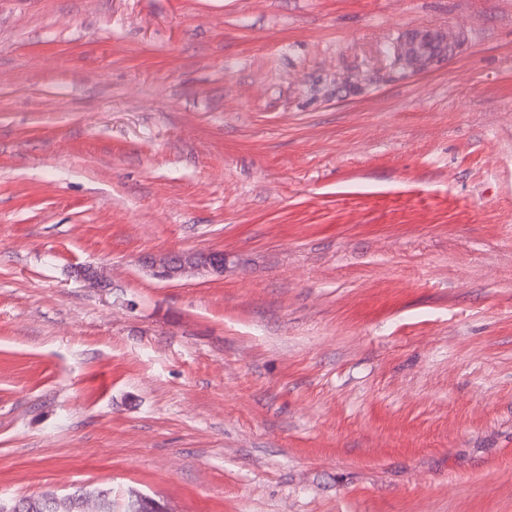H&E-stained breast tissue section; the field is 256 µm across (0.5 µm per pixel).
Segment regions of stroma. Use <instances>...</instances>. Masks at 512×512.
<instances>
[{"mask_svg":"<svg viewBox=\"0 0 512 512\" xmlns=\"http://www.w3.org/2000/svg\"><path fill=\"white\" fill-rule=\"evenodd\" d=\"M77 486L512 512V0H0V497ZM419 35L414 41L416 53L421 57H431L442 53L445 45L444 32L435 28L418 30ZM151 271L163 281L180 279L189 268L205 269L213 274H223V252H187L174 255H161L150 262Z\"/></svg>","mask_w":512,"mask_h":512,"instance_id":"1","label":"stroma"}]
</instances>
